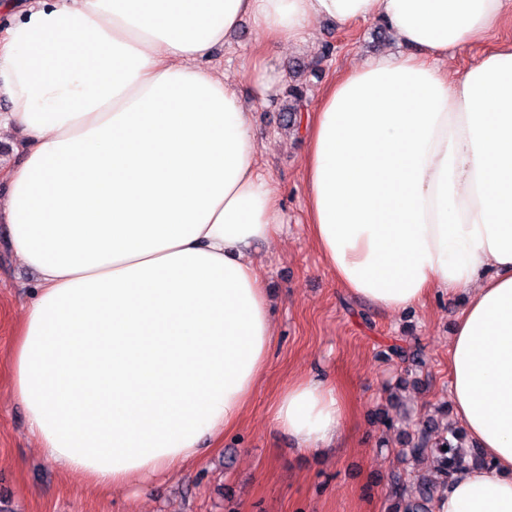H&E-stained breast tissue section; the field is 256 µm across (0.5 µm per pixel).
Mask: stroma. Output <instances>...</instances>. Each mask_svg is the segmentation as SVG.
Instances as JSON below:
<instances>
[{
  "mask_svg": "<svg viewBox=\"0 0 512 512\" xmlns=\"http://www.w3.org/2000/svg\"><path fill=\"white\" fill-rule=\"evenodd\" d=\"M264 40L246 22L211 55L252 113L259 164L287 222L271 241L253 247L274 336L266 376L240 424L187 466L143 485L98 489L48 459L13 395L10 368L38 276L19 260L0 223V512H388L393 477H410L403 438L449 398L450 338L467 294L433 293L396 313L347 296L310 236L307 144L303 134L283 128L282 114L290 75L305 84L313 109L351 65L413 49L375 21L341 29L317 22L306 41L283 43L268 56L275 86L263 98L242 72ZM510 41L508 14L484 40L450 57L445 68L462 72ZM328 44L333 53L325 58L321 52ZM395 343L408 348L411 360L389 357ZM303 376L326 380L349 407L340 437L317 451L298 447L272 421L281 391Z\"/></svg>",
  "mask_w": 512,
  "mask_h": 512,
  "instance_id": "obj_1",
  "label": "stroma"
}]
</instances>
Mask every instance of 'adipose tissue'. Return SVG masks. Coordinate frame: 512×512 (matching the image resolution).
Listing matches in <instances>:
<instances>
[{"mask_svg": "<svg viewBox=\"0 0 512 512\" xmlns=\"http://www.w3.org/2000/svg\"><path fill=\"white\" fill-rule=\"evenodd\" d=\"M512 0H0V222L38 274L14 396L49 459L101 486L146 483L235 428L273 329L251 248L282 222L251 114L213 49L242 20L272 44L383 21L385 53L328 87L303 128L312 239L337 284L390 312L467 291L451 412L491 465L434 512H512V42L457 77L449 55ZM347 407L299 378L272 413L299 447ZM23 137L15 130H3L0 133V164L15 166L22 160Z\"/></svg>", "mask_w": 512, "mask_h": 512, "instance_id": "obj_1", "label": "adipose tissue"}]
</instances>
